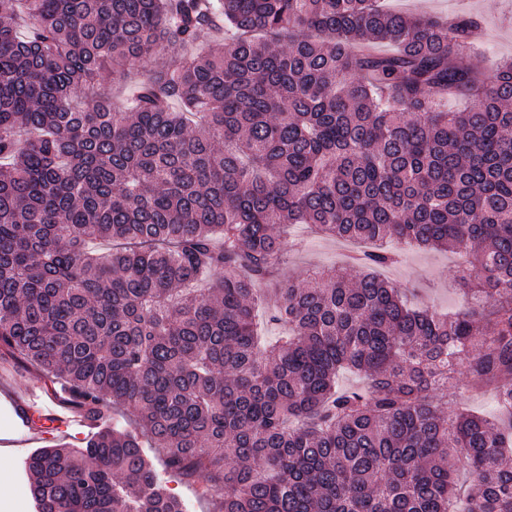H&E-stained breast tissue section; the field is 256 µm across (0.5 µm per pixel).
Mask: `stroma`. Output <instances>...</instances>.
I'll return each instance as SVG.
<instances>
[{
	"instance_id": "obj_1",
	"label": "stroma",
	"mask_w": 512,
	"mask_h": 512,
	"mask_svg": "<svg viewBox=\"0 0 512 512\" xmlns=\"http://www.w3.org/2000/svg\"><path fill=\"white\" fill-rule=\"evenodd\" d=\"M390 9L416 14L453 17L472 13L481 20L483 44L464 55L465 63L484 74H492L501 59L512 56V0H385ZM295 237L301 248L287 247L280 278L300 281L318 270H342L363 250L362 245L339 242L299 227ZM398 264L379 269L378 274L394 286L406 290L411 301L443 313L462 310L466 301L453 286L465 254L452 251H427L401 246ZM40 375L15 363H0V512H10L15 492L27 489L24 462L41 448H78L89 435L87 428L74 424L67 430H23L8 402L9 396L25 397Z\"/></svg>"
}]
</instances>
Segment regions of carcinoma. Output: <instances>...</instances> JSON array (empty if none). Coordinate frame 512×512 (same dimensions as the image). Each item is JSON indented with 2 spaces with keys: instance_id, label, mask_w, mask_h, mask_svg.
<instances>
[{
  "instance_id": "obj_1",
  "label": "carcinoma",
  "mask_w": 512,
  "mask_h": 512,
  "mask_svg": "<svg viewBox=\"0 0 512 512\" xmlns=\"http://www.w3.org/2000/svg\"><path fill=\"white\" fill-rule=\"evenodd\" d=\"M480 37L382 0H0V359L98 425L30 456L37 512H183L145 435L219 512H512V58L482 77ZM290 224L463 250L469 305L409 307L375 248L288 281L268 341ZM460 367L497 418L437 399Z\"/></svg>"
}]
</instances>
